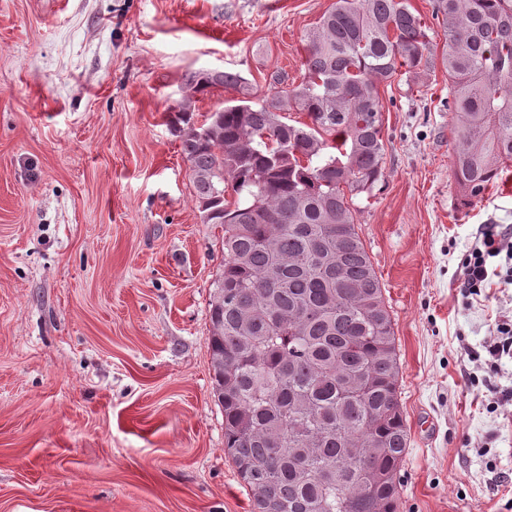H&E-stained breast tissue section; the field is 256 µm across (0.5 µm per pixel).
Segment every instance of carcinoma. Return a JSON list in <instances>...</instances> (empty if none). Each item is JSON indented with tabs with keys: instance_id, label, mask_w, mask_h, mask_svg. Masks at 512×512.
<instances>
[{
	"instance_id": "cac0c4a2",
	"label": "carcinoma",
	"mask_w": 512,
	"mask_h": 512,
	"mask_svg": "<svg viewBox=\"0 0 512 512\" xmlns=\"http://www.w3.org/2000/svg\"><path fill=\"white\" fill-rule=\"evenodd\" d=\"M432 18L454 174L477 199L512 163V0H433ZM430 32L407 0H335L304 36L299 85L229 100L201 124L176 112L204 222L224 226L213 392L254 512H398L401 364L354 198L383 175L379 87L417 70ZM241 82L226 71L197 85ZM290 110L310 123L285 122Z\"/></svg>"
}]
</instances>
